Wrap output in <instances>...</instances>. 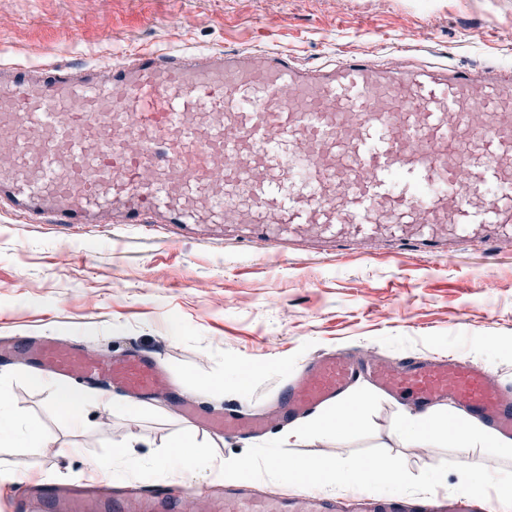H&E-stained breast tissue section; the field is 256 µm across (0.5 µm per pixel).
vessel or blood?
Segmentation results:
<instances>
[{"label":"vessel or blood","instance_id":"1","mask_svg":"<svg viewBox=\"0 0 512 512\" xmlns=\"http://www.w3.org/2000/svg\"><path fill=\"white\" fill-rule=\"evenodd\" d=\"M0 204L30 224H220L225 239L282 253L311 241H386L439 257L512 237V75L487 66L395 67L372 54L310 68L273 51L134 49L71 71L0 64ZM54 376L134 399L172 388L137 352L113 360L45 337L0 339ZM415 412L445 403L512 437V390L459 357L384 359L331 350L280 394L283 415L324 407L359 380ZM183 418L229 437L262 433L263 413ZM40 512H181L171 486L126 502L75 488L26 490ZM495 498L404 497L368 512H494ZM306 491L294 512H331ZM218 512H280L279 499L230 488Z\"/></svg>","mask_w":512,"mask_h":512}]
</instances>
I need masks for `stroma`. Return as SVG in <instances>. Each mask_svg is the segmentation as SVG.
Wrapping results in <instances>:
<instances>
[{
	"mask_svg": "<svg viewBox=\"0 0 512 512\" xmlns=\"http://www.w3.org/2000/svg\"><path fill=\"white\" fill-rule=\"evenodd\" d=\"M136 47L175 52L284 49L310 66L345 52L410 64L492 62L512 69V0H0V63L100 64ZM53 336L109 360L139 349L158 357L179 390L207 406L273 405L316 354L350 348L390 363L458 355L512 388V242L450 257L354 250L266 256L262 248L187 230L176 242L142 224H20L0 208V337ZM234 365L247 391L218 395L195 378ZM31 365L0 361L15 409L51 441L6 448L30 479L86 484L107 500L150 487L98 471L103 441L139 440L149 457L185 423L174 396L143 413L88 408L74 428ZM382 399L371 444L411 474L444 460L487 463L480 450L406 448ZM67 454H59V447Z\"/></svg>",
	"mask_w": 512,
	"mask_h": 512,
	"instance_id": "stroma-1",
	"label": "stroma"
}]
</instances>
